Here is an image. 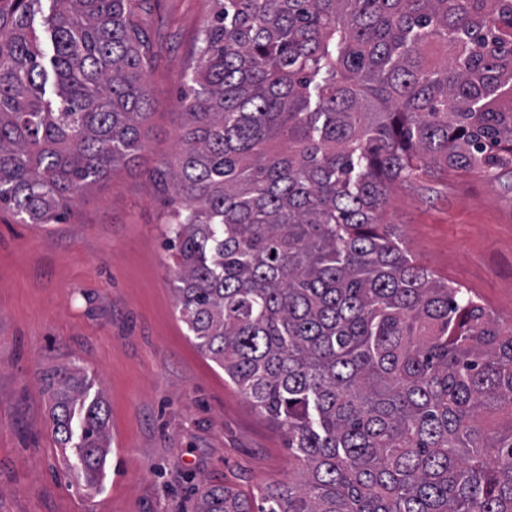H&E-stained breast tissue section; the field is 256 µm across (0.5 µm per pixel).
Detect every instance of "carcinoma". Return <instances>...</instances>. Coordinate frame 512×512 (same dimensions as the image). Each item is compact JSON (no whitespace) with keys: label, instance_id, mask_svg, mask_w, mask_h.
Listing matches in <instances>:
<instances>
[{"label":"carcinoma","instance_id":"1","mask_svg":"<svg viewBox=\"0 0 512 512\" xmlns=\"http://www.w3.org/2000/svg\"><path fill=\"white\" fill-rule=\"evenodd\" d=\"M147 3L0 0V208L20 222L64 223L136 158ZM191 82L153 175L180 318L299 463L196 512H512V328L383 222L417 173L512 164V0H216ZM50 385L93 485L102 403L78 372Z\"/></svg>","mask_w":512,"mask_h":512}]
</instances>
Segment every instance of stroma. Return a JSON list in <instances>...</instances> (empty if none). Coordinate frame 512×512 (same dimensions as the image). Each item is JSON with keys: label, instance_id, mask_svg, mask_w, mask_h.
<instances>
[{"label": "stroma", "instance_id": "1", "mask_svg": "<svg viewBox=\"0 0 512 512\" xmlns=\"http://www.w3.org/2000/svg\"><path fill=\"white\" fill-rule=\"evenodd\" d=\"M214 0H150L137 22L156 53L153 115L137 159L75 200L62 224L0 209V512H195L201 491L287 483L285 431L225 380L176 307L164 245L179 98ZM392 233L435 276L512 324V167L396 184ZM77 369L102 398L110 452L96 489L69 468L49 377Z\"/></svg>", "mask_w": 512, "mask_h": 512}]
</instances>
